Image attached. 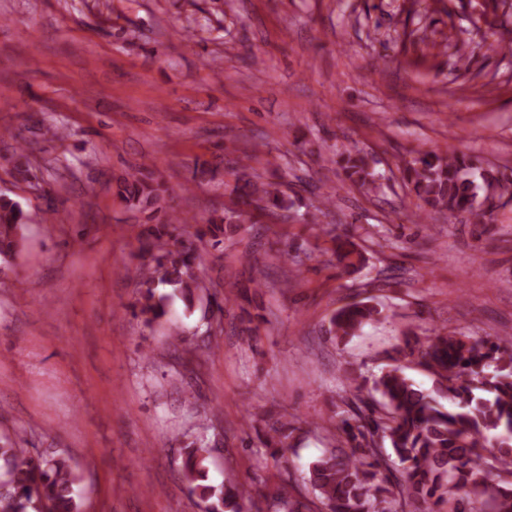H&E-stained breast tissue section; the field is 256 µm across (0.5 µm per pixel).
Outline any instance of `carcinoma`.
Segmentation results:
<instances>
[{"mask_svg": "<svg viewBox=\"0 0 512 512\" xmlns=\"http://www.w3.org/2000/svg\"><path fill=\"white\" fill-rule=\"evenodd\" d=\"M338 164L352 185L375 184L362 150H344ZM227 165L235 176L234 202L195 230L197 238L218 250L224 235L235 233L245 220L244 207L253 208L256 224L293 207L280 182L247 176L245 159H230ZM13 169L22 181L33 175L23 143L15 149ZM400 172L421 201L415 213L420 222L434 211L451 221L462 216L471 224H490L494 200H512L511 181L492 169L477 170L465 155L426 151L403 160ZM116 195L150 223L138 237L134 314L147 326L167 321L177 298L192 311L204 286L195 273L201 254L179 240L188 220L175 215L163 185L143 166L117 180ZM27 221L18 201L0 196V259L21 251ZM335 240L337 265L348 271L365 263L353 242ZM160 287L172 292L161 293ZM380 315L381 309L368 301L349 303L333 312L329 333L351 338ZM405 336L415 338L410 354L433 371L439 387L421 389L401 366L373 380L376 397L370 400L363 397L367 380L357 383L349 410L336 422L338 445L324 449L308 468V482L325 512H441L437 506L442 504L448 512H512V339L490 342L448 333L422 343L411 329ZM442 390L455 409L439 402ZM295 431L287 421L272 422L265 441L270 455L283 458L294 449L289 439ZM25 444L0 436V512H83L70 458L58 450L31 456ZM181 448L182 478L207 503V512H242L251 491L230 474L219 487L210 483V443L188 437ZM294 492L291 478L282 479L270 493L272 512H303L305 504Z\"/></svg>", "mask_w": 512, "mask_h": 512, "instance_id": "obj_1", "label": "carcinoma"}]
</instances>
